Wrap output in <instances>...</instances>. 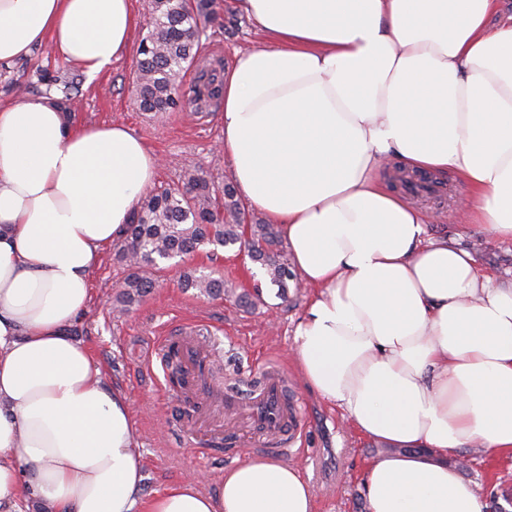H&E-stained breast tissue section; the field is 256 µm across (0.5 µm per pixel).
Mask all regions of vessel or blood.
Returning <instances> with one entry per match:
<instances>
[{
	"label": "vessel or blood",
	"mask_w": 512,
	"mask_h": 512,
	"mask_svg": "<svg viewBox=\"0 0 512 512\" xmlns=\"http://www.w3.org/2000/svg\"><path fill=\"white\" fill-rule=\"evenodd\" d=\"M167 346L177 350L179 358L187 362L192 396L205 402L211 401L209 388L214 355L209 347L200 341L174 339L169 340ZM241 411L247 413L251 421L252 434L246 439L236 432H225V445L236 448L244 445L259 446L264 452L281 456L299 438L301 424L297 419V411L290 405L277 374H266L261 383L247 395L225 393V415H235Z\"/></svg>",
	"instance_id": "vessel-or-blood-1"
}]
</instances>
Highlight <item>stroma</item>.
<instances>
[{
  "label": "stroma",
  "mask_w": 512,
  "mask_h": 512,
  "mask_svg": "<svg viewBox=\"0 0 512 512\" xmlns=\"http://www.w3.org/2000/svg\"><path fill=\"white\" fill-rule=\"evenodd\" d=\"M218 11L206 29L204 43L206 48L220 49L229 68L237 51L262 46L263 37L237 9L236 0H218ZM136 57V50H129L110 70L81 82L74 122L129 127L160 159L157 185L177 184L188 163L200 166L216 185L230 182V162L220 148L224 138L218 119L221 102L211 103L199 114L141 111L134 96ZM63 66L49 46L36 47L29 58L0 69V103L39 96L45 90V78ZM398 168V161L393 160L381 173L411 205L427 211L428 235L469 251L481 273L511 286L512 241L473 233L448 216L455 202L467 196V185L451 175L438 182L436 193H414L398 181ZM188 269L223 276L225 286L236 290L260 288L262 300L256 308L246 309L230 296L211 299L182 290L180 275ZM128 272L115 247H108L90 274L91 303L73 334L88 348L102 380L130 403L135 451L145 475L144 495H156L186 479L218 478L226 468L253 454L249 448L222 447V408L197 409L167 381L163 338L205 336L223 359L227 387L238 388L240 380L273 368L280 371L289 391L301 398V451L285 457L284 462L298 467L309 481L314 512H365V469L382 455L383 444L362 434L339 408L312 391L299 372L291 353L293 330L311 295L302 279L294 278L287 297H280L260 265L243 256L239 247L206 244L184 259L153 267L155 288L139 304L121 312L114 308L113 296L116 284ZM464 476L481 488L484 499H496L512 512L507 501L512 495V458L479 454Z\"/></svg>",
  "instance_id": "stroma-1"
}]
</instances>
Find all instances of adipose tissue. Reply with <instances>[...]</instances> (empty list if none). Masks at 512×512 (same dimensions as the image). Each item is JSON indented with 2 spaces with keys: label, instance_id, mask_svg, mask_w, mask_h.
Listing matches in <instances>:
<instances>
[{
  "label": "adipose tissue",
  "instance_id": "1",
  "mask_svg": "<svg viewBox=\"0 0 512 512\" xmlns=\"http://www.w3.org/2000/svg\"><path fill=\"white\" fill-rule=\"evenodd\" d=\"M237 3L265 43L224 76L222 147L313 291L294 330L305 382L401 449L370 462L367 512H483L450 457H512V287L427 239V214L378 171L455 173L469 227L512 240V23L491 26L496 0ZM137 24L131 0H0V66L45 44L93 79ZM159 168L125 125L0 105V506L313 512L301 472L262 457L211 491L141 493L129 404L71 330Z\"/></svg>",
  "mask_w": 512,
  "mask_h": 512
}]
</instances>
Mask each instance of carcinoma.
<instances>
[{
  "instance_id": "obj_1",
  "label": "carcinoma",
  "mask_w": 512,
  "mask_h": 512,
  "mask_svg": "<svg viewBox=\"0 0 512 512\" xmlns=\"http://www.w3.org/2000/svg\"><path fill=\"white\" fill-rule=\"evenodd\" d=\"M214 0H151V25L141 38L136 59L135 97L144 112H175L201 100L219 99L223 91L220 70L200 63L205 23L214 16ZM196 68V81L190 95L175 90L181 74ZM80 81L63 71L48 85L61 96L56 103L74 111ZM246 246L249 259L261 265L279 295L288 293L294 273L280 249V240L271 224H248L233 184L217 188L199 168L186 165L180 182L153 191L132 218L117 250L118 259L132 269L115 294V303L127 310L143 300L154 288V280L144 269L159 260L193 253L203 244L227 247ZM181 288L199 296L221 298L235 294L245 308L257 305L259 292L238 294L224 286V279L183 273Z\"/></svg>"
}]
</instances>
